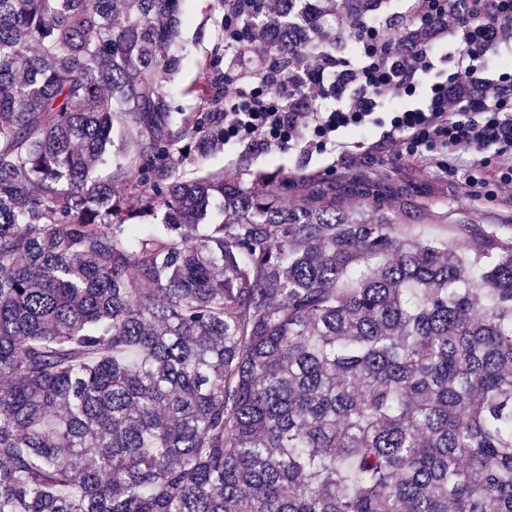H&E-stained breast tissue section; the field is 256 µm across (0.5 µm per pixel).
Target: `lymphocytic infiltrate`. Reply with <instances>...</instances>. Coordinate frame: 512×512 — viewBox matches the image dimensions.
<instances>
[{
    "mask_svg": "<svg viewBox=\"0 0 512 512\" xmlns=\"http://www.w3.org/2000/svg\"><path fill=\"white\" fill-rule=\"evenodd\" d=\"M251 0L224 3V143L408 162L473 200L512 195V0H296L329 26L271 51Z\"/></svg>",
    "mask_w": 512,
    "mask_h": 512,
    "instance_id": "obj_1",
    "label": "lymphocytic infiltrate"
}]
</instances>
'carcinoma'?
<instances>
[{
  "label": "carcinoma",
  "instance_id": "carcinoma-1",
  "mask_svg": "<svg viewBox=\"0 0 512 512\" xmlns=\"http://www.w3.org/2000/svg\"><path fill=\"white\" fill-rule=\"evenodd\" d=\"M176 3L0 0V512H512V225L208 170Z\"/></svg>",
  "mask_w": 512,
  "mask_h": 512
}]
</instances>
